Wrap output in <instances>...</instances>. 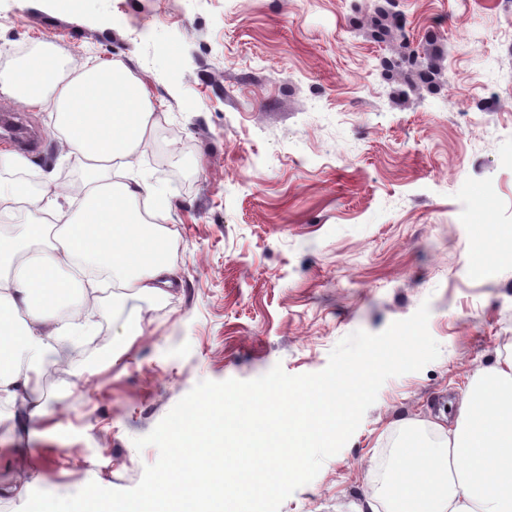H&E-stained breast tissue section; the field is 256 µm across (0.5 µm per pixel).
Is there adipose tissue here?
I'll list each match as a JSON object with an SVG mask.
<instances>
[{
    "instance_id": "1",
    "label": "adipose tissue",
    "mask_w": 512,
    "mask_h": 512,
    "mask_svg": "<svg viewBox=\"0 0 512 512\" xmlns=\"http://www.w3.org/2000/svg\"><path fill=\"white\" fill-rule=\"evenodd\" d=\"M0 100L53 106L67 154L84 159L87 192L73 211L52 191L30 193L0 182V216L42 212L0 236V405L19 407L25 423L44 415L35 395L46 356L78 349L97 332L83 308L94 281L109 273L141 295L171 286L167 189L112 169L130 163L155 122L143 83L120 61L87 55L76 63L43 42L0 70ZM154 204L141 214L140 199ZM391 512H512V356L478 370L460 399L445 439L408 428L388 475Z\"/></svg>"
}]
</instances>
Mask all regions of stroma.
I'll return each instance as SVG.
<instances>
[{"label":"stroma","instance_id":"1","mask_svg":"<svg viewBox=\"0 0 512 512\" xmlns=\"http://www.w3.org/2000/svg\"><path fill=\"white\" fill-rule=\"evenodd\" d=\"M0 0V68L44 41L116 59L156 123L132 159L174 194L177 282L104 300L99 344L53 367L42 421L0 406V512L33 490L135 487L136 449L200 381L323 370L341 338L428 304L441 347L388 379L358 429L279 512H356L381 493L406 422L454 417L473 374L512 354V0ZM440 49L434 88L386 60ZM35 137L38 190L85 193L51 108L0 102ZM502 256L483 259L486 245ZM143 332L117 362L115 339Z\"/></svg>","mask_w":512,"mask_h":512}]
</instances>
